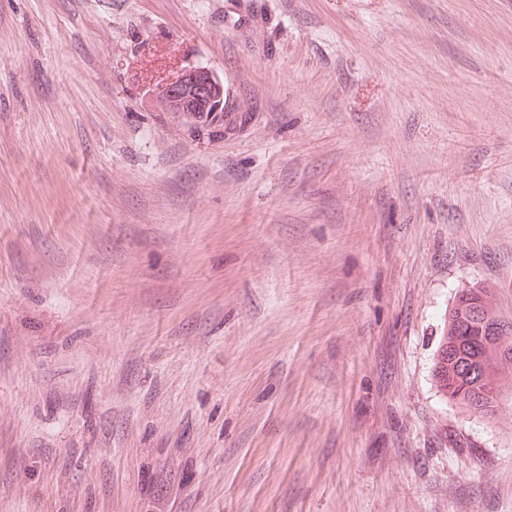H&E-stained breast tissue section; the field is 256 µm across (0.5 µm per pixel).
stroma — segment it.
I'll return each mask as SVG.
<instances>
[{
	"label": "stroma",
	"instance_id": "35a3bbf8",
	"mask_svg": "<svg viewBox=\"0 0 512 512\" xmlns=\"http://www.w3.org/2000/svg\"><path fill=\"white\" fill-rule=\"evenodd\" d=\"M473 284L512 0H0V512H512V391L432 379ZM157 102L167 105L165 112H172L184 129L194 138L205 140L224 137V125L215 119L211 125L201 124L200 113L210 112L205 122L218 116L224 122L225 84L210 69L199 65L182 66L172 77L167 78L149 90Z\"/></svg>",
	"mask_w": 512,
	"mask_h": 512
}]
</instances>
